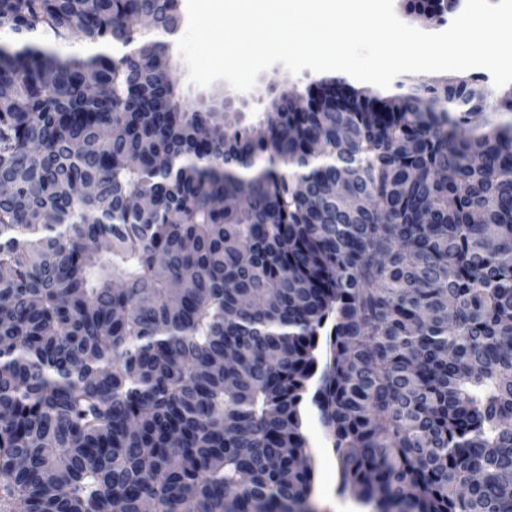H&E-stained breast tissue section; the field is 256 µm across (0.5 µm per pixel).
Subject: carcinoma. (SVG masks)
I'll return each mask as SVG.
<instances>
[{
    "mask_svg": "<svg viewBox=\"0 0 512 512\" xmlns=\"http://www.w3.org/2000/svg\"><path fill=\"white\" fill-rule=\"evenodd\" d=\"M178 26L0 0V512H304L308 399L373 512H512V91L246 124L182 109Z\"/></svg>",
    "mask_w": 512,
    "mask_h": 512,
    "instance_id": "cac0c4a2",
    "label": "carcinoma"
}]
</instances>
